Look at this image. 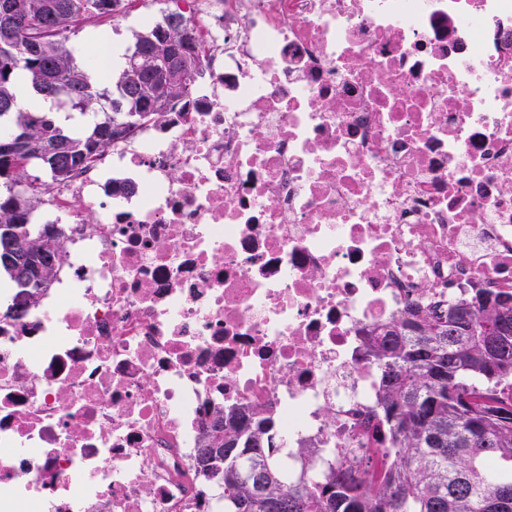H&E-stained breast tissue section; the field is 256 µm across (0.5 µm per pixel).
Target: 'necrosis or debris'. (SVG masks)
I'll return each mask as SVG.
<instances>
[{"label":"necrosis or debris","instance_id":"obj_1","mask_svg":"<svg viewBox=\"0 0 512 512\" xmlns=\"http://www.w3.org/2000/svg\"><path fill=\"white\" fill-rule=\"evenodd\" d=\"M187 104L47 194L60 286L0 312V512H224L216 409L282 466L364 448L366 338L512 293V0H167Z\"/></svg>","mask_w":512,"mask_h":512}]
</instances>
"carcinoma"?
Segmentation results:
<instances>
[{"mask_svg": "<svg viewBox=\"0 0 512 512\" xmlns=\"http://www.w3.org/2000/svg\"><path fill=\"white\" fill-rule=\"evenodd\" d=\"M125 0H0V269L36 305L57 280L61 233L28 223L53 184L140 123L165 122L188 98L201 61L182 19H145L117 75L77 63L71 36ZM93 120L75 133L58 112L20 105V84ZM377 403L367 431L386 465L328 459L288 481L268 418L217 409L202 434L200 471L224 484V512H512V294L481 290L416 306L370 337Z\"/></svg>", "mask_w": 512, "mask_h": 512, "instance_id": "carcinoma-1", "label": "carcinoma"}]
</instances>
